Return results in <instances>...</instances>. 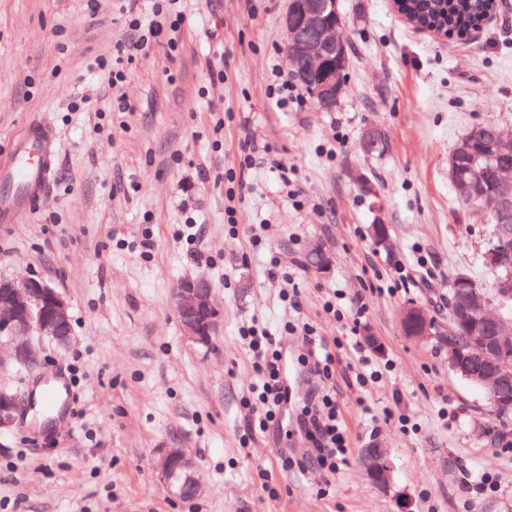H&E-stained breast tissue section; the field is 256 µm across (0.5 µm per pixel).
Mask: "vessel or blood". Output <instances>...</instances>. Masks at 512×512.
<instances>
[{"mask_svg": "<svg viewBox=\"0 0 512 512\" xmlns=\"http://www.w3.org/2000/svg\"><path fill=\"white\" fill-rule=\"evenodd\" d=\"M56 162L53 130L40 122L30 123L0 156V222L15 223L45 201Z\"/></svg>", "mask_w": 512, "mask_h": 512, "instance_id": "obj_1", "label": "vessel or blood"}]
</instances>
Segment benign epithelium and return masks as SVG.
<instances>
[{
  "instance_id": "benign-epithelium-1",
  "label": "benign epithelium",
  "mask_w": 512,
  "mask_h": 512,
  "mask_svg": "<svg viewBox=\"0 0 512 512\" xmlns=\"http://www.w3.org/2000/svg\"><path fill=\"white\" fill-rule=\"evenodd\" d=\"M286 34L289 72L303 89L312 88L321 110L332 111L345 92V70L349 64L348 43L338 0H288L282 15ZM458 149L448 158V176L462 200L479 201L489 209L496 231L484 253L485 264L497 273L493 294L474 286L469 276L459 274L454 287L463 290L465 300L454 305L453 323L469 328L468 357L485 364L486 371L473 375L465 370L464 357L456 337L433 320L430 312L409 303L399 312L400 328L406 336L421 340L435 336L446 344L448 364L456 373L476 380L486 395L498 398L501 389L512 384V336H505V320L497 313L512 299V166L503 168L493 190H487V168L472 167L469 180L456 178ZM512 154V136L497 132L488 147L491 159ZM174 307L184 336L192 343L209 347L219 329V313L213 302V285L204 277L181 283ZM71 335L69 305L48 281L30 277L18 282L0 277V371L30 370L38 363L40 346ZM18 390L0 385V432L13 428L22 411ZM156 468L161 480L178 489L183 497L199 494L192 474L193 463L181 448H164ZM364 470L382 490L390 487L393 467L385 448H367Z\"/></svg>"
}]
</instances>
